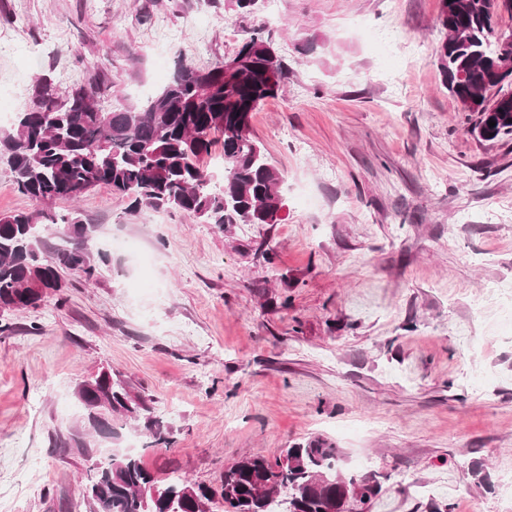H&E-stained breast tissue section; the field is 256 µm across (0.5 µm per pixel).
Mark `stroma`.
Wrapping results in <instances>:
<instances>
[{"label": "stroma", "instance_id": "35a3bbf8", "mask_svg": "<svg viewBox=\"0 0 512 512\" xmlns=\"http://www.w3.org/2000/svg\"><path fill=\"white\" fill-rule=\"evenodd\" d=\"M440 0H0V110L40 86L98 88L109 111L159 91L180 59L232 56L268 21L284 93L251 126L284 177L277 224L219 229L21 195L0 160V213L79 215L107 253L94 280L13 315L0 336V512H87L89 461L55 447L104 368L145 398L170 451L158 479L217 489L244 455L323 439L369 512H512V137L474 136L434 58ZM394 30L407 50L385 55Z\"/></svg>", "mask_w": 512, "mask_h": 512}]
</instances>
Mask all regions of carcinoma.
<instances>
[{
	"instance_id": "cac0c4a2",
	"label": "carcinoma",
	"mask_w": 512,
	"mask_h": 512,
	"mask_svg": "<svg viewBox=\"0 0 512 512\" xmlns=\"http://www.w3.org/2000/svg\"><path fill=\"white\" fill-rule=\"evenodd\" d=\"M512 13V0H440L443 39L435 48L448 92L460 111L475 115L471 132L491 141L512 136V47L496 31L497 12ZM288 66L267 26L253 28L229 60L205 69L184 61L172 79L141 107L103 111L93 87L61 91L43 83L41 99L0 129L15 188L49 204L77 200L96 186L128 200V209H176L205 224H277L284 207L283 179L254 139L251 118L265 100L284 90ZM496 125L489 126V121ZM222 136L223 172L204 164ZM44 213L0 214V315L35 309L59 291L61 272L96 277L88 250L90 227H73L50 241ZM78 403L86 418L62 442L82 454L89 438L114 445L127 422L148 406L118 381L112 369L79 382ZM143 448L169 450L173 441L161 421L145 417ZM338 449L322 440L293 445L272 461L245 456L224 471L220 492L183 477L158 484L130 451L114 447L84 477L89 512H209L221 496L229 512H345L358 495L369 508L380 487L338 469Z\"/></svg>"
}]
</instances>
